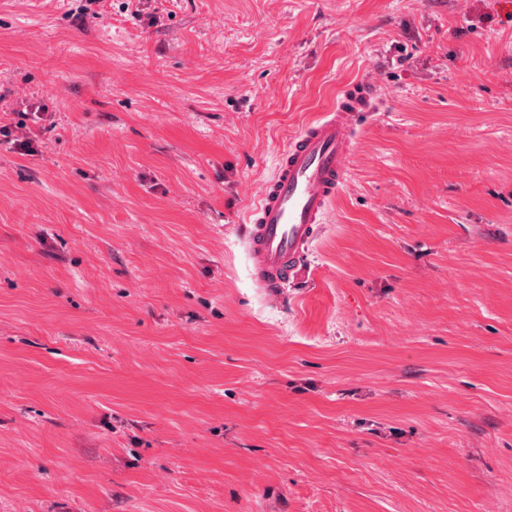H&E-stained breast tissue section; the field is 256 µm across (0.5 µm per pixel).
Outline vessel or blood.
I'll return each mask as SVG.
<instances>
[{"mask_svg":"<svg viewBox=\"0 0 512 512\" xmlns=\"http://www.w3.org/2000/svg\"><path fill=\"white\" fill-rule=\"evenodd\" d=\"M376 98L369 83L342 91L327 112L289 141L264 182L244 239L252 278L266 295L279 296L304 262L346 180L360 117Z\"/></svg>","mask_w":512,"mask_h":512,"instance_id":"obj_1","label":"vessel or blood"}]
</instances>
